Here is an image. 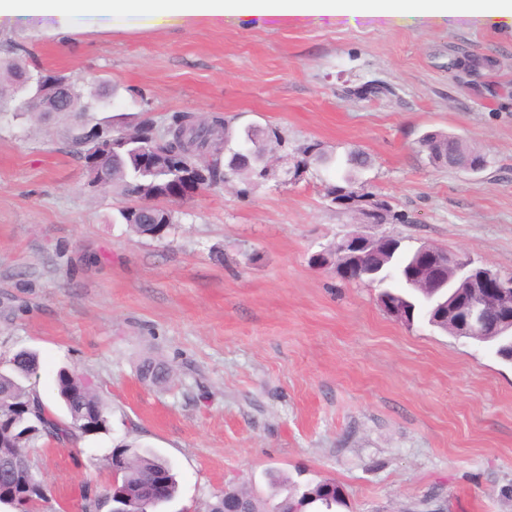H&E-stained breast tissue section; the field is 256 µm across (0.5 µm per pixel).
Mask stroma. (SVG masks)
Here are the masks:
<instances>
[{
    "instance_id": "35a3bbf8",
    "label": "stroma",
    "mask_w": 512,
    "mask_h": 512,
    "mask_svg": "<svg viewBox=\"0 0 512 512\" xmlns=\"http://www.w3.org/2000/svg\"><path fill=\"white\" fill-rule=\"evenodd\" d=\"M12 58L116 87L110 116L219 114L268 137L265 177L228 175L156 240L88 187L80 118L0 112V360L37 352L28 385L50 408L64 367L110 405L107 431L33 449L44 512H77L127 445L171 464L167 512H200L244 481L280 500L274 473L336 482L341 512H512V364L393 320L377 288L309 262L355 230L512 274V24L251 18L67 38L18 24L0 31ZM429 131L482 151L485 168L432 165L418 148ZM310 146L325 165L304 164ZM352 149L395 221L362 223L328 195ZM148 357L172 367L170 383L140 379Z\"/></svg>"
}]
</instances>
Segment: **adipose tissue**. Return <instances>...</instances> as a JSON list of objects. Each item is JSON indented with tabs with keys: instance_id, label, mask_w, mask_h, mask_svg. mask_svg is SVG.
Returning <instances> with one entry per match:
<instances>
[{
	"instance_id": "1",
	"label": "adipose tissue",
	"mask_w": 512,
	"mask_h": 512,
	"mask_svg": "<svg viewBox=\"0 0 512 512\" xmlns=\"http://www.w3.org/2000/svg\"><path fill=\"white\" fill-rule=\"evenodd\" d=\"M365 13L512 24V0H0V29L20 21L64 35L156 26L192 29L248 18L288 25Z\"/></svg>"
}]
</instances>
